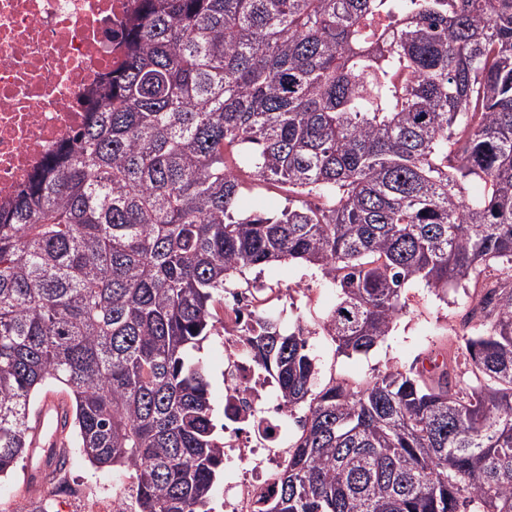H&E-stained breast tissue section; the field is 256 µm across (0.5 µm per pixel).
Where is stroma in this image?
<instances>
[{
  "label": "stroma",
  "mask_w": 512,
  "mask_h": 512,
  "mask_svg": "<svg viewBox=\"0 0 512 512\" xmlns=\"http://www.w3.org/2000/svg\"><path fill=\"white\" fill-rule=\"evenodd\" d=\"M237 289H263L272 295L282 332L297 325L310 329L308 347L316 359L314 386L330 381L362 382L392 367H409L430 350L444 351L448 339L474 292V282L439 295L424 283L410 284L403 295L405 306L388 336L366 354L346 355L337 351L321 324L336 304V291L307 265L291 261L246 271L233 282ZM209 382L210 401L216 424L224 422V343L210 336L198 353Z\"/></svg>",
  "instance_id": "obj_1"
}]
</instances>
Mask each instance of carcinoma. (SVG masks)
Wrapping results in <instances>:
<instances>
[{
  "label": "carcinoma",
  "instance_id": "1",
  "mask_svg": "<svg viewBox=\"0 0 512 512\" xmlns=\"http://www.w3.org/2000/svg\"><path fill=\"white\" fill-rule=\"evenodd\" d=\"M87 124L0 207V478L123 471L121 512H212L224 442L203 366L244 270L298 261L338 290L347 355L406 284L472 297L458 355L313 390L310 331L247 341L305 407L261 512H512V0H137ZM477 181L479 197L466 193ZM256 183L288 193L240 213ZM63 385L62 448H30ZM49 395L67 398L62 387H57L54 392L48 393L45 396L42 395V400ZM61 397L47 398L40 407L35 410L32 426L29 429L31 445L33 448H39L42 446V441L48 433L55 416L58 422H60V417H62L66 409L65 401Z\"/></svg>",
  "mask_w": 512,
  "mask_h": 512
}]
</instances>
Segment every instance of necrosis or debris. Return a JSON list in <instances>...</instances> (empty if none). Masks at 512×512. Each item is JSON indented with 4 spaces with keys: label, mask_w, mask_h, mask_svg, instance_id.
<instances>
[{
    "label": "necrosis or debris",
    "mask_w": 512,
    "mask_h": 512,
    "mask_svg": "<svg viewBox=\"0 0 512 512\" xmlns=\"http://www.w3.org/2000/svg\"><path fill=\"white\" fill-rule=\"evenodd\" d=\"M136 0H0V206L15 201L31 173L61 141L83 126L79 100L112 65V26ZM256 294L247 290L224 323V495L221 512H258V498L272 494L275 475L288 462L280 447L283 404L271 401L275 383L244 358ZM39 494L81 501L83 512H119L107 493L75 483L62 471Z\"/></svg>",
    "instance_id": "obj_1"
}]
</instances>
